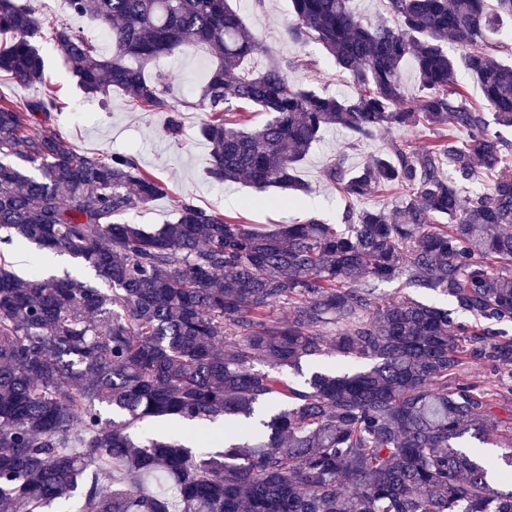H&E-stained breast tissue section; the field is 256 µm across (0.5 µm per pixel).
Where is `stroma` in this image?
<instances>
[{"mask_svg":"<svg viewBox=\"0 0 512 512\" xmlns=\"http://www.w3.org/2000/svg\"><path fill=\"white\" fill-rule=\"evenodd\" d=\"M264 2V7L260 8L255 0H230L231 6L258 34L265 47L264 53L251 58V67H262L273 58L281 62L290 82L340 98L352 96L356 82L351 75L339 72L332 56L317 44H298L290 39L289 0ZM38 47L45 63V84L57 87L68 102L67 109L56 116L59 129L80 151L103 156L115 151L129 153L144 170L166 183V195L123 216L125 222L147 228L175 221L177 202L181 199L260 228L302 224L312 218L339 224L349 202L325 182L324 170L330 161L344 158L346 167L354 170L367 158L385 152L392 140L422 146L433 138L431 129L420 126L381 130L372 138L354 144L345 131L329 130L308 151L301 164L300 177L311 188L302 205L253 208L247 204L248 199L257 194L251 185L218 183L206 177L210 148L199 134L202 114L183 108V133L179 140H168L163 134L165 113L132 109L117 90L111 91L104 101L85 94L54 43L42 40ZM210 65V54L198 47L186 54L161 57L154 68L172 73L185 97L190 99L203 84Z\"/></svg>","mask_w":512,"mask_h":512,"instance_id":"obj_1","label":"stroma"}]
</instances>
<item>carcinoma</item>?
Masks as SVG:
<instances>
[{"instance_id": "1", "label": "carcinoma", "mask_w": 512, "mask_h": 512, "mask_svg": "<svg viewBox=\"0 0 512 512\" xmlns=\"http://www.w3.org/2000/svg\"><path fill=\"white\" fill-rule=\"evenodd\" d=\"M352 0H291L295 42H314L356 81L347 99L289 82L228 0H64L101 25L111 52L66 24L51 40L83 91L119 88L182 131L175 83L148 74L198 45L215 61L190 108L205 114L209 177L308 193L298 167L329 128L354 140L427 126L328 184L348 197L396 191L389 209L263 229L187 200L150 232L118 221L166 188L132 156L83 153L62 133L47 86L0 97V244L22 238L95 272L19 277L0 260V507L42 512H512V65L488 34L512 0H387L394 24L366 25ZM46 21L0 0V71L44 83ZM463 48L448 52V39ZM411 61L423 95L400 89ZM473 104L450 88L459 66ZM234 102L266 119L246 126ZM489 183L469 187L477 170ZM36 174L31 175L29 171ZM404 281L453 309L379 284ZM288 309L287 319L275 315ZM341 356L368 365L333 370ZM480 362L483 386L461 374ZM303 384L288 379L302 373ZM184 424L170 432L165 424ZM224 420L223 446L209 425ZM505 448L496 462L468 440Z\"/></svg>"}]
</instances>
